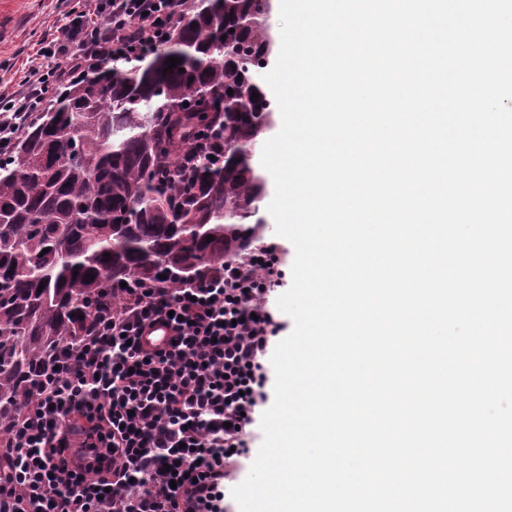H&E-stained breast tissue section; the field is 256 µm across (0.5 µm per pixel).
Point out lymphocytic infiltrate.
I'll return each mask as SVG.
<instances>
[{
    "label": "lymphocytic infiltrate",
    "mask_w": 512,
    "mask_h": 512,
    "mask_svg": "<svg viewBox=\"0 0 512 512\" xmlns=\"http://www.w3.org/2000/svg\"><path fill=\"white\" fill-rule=\"evenodd\" d=\"M187 0H86L41 42L19 84L0 86V152L33 120L49 85L130 63L164 38ZM270 243L181 285L133 283L46 374L12 431L0 512H230L267 401L264 360L286 329L269 305L283 279ZM175 342H141L156 323Z\"/></svg>",
    "instance_id": "1"
}]
</instances>
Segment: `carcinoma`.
<instances>
[{"label":"carcinoma","instance_id":"carcinoma-1","mask_svg":"<svg viewBox=\"0 0 512 512\" xmlns=\"http://www.w3.org/2000/svg\"><path fill=\"white\" fill-rule=\"evenodd\" d=\"M268 8L190 0L139 64L81 74L0 156V439L120 283L191 279L263 235Z\"/></svg>","mask_w":512,"mask_h":512}]
</instances>
